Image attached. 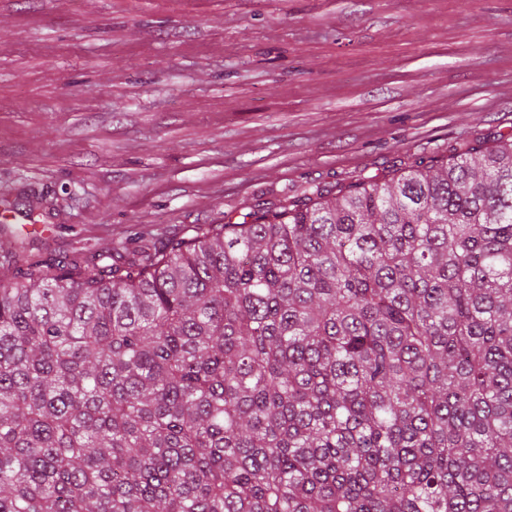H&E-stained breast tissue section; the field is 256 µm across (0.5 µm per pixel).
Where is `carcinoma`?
<instances>
[{"instance_id": "1", "label": "carcinoma", "mask_w": 512, "mask_h": 512, "mask_svg": "<svg viewBox=\"0 0 512 512\" xmlns=\"http://www.w3.org/2000/svg\"><path fill=\"white\" fill-rule=\"evenodd\" d=\"M0 279V512H512V134Z\"/></svg>"}]
</instances>
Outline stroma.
<instances>
[{
	"instance_id": "obj_1",
	"label": "stroma",
	"mask_w": 512,
	"mask_h": 512,
	"mask_svg": "<svg viewBox=\"0 0 512 512\" xmlns=\"http://www.w3.org/2000/svg\"><path fill=\"white\" fill-rule=\"evenodd\" d=\"M512 134V0H0V198L43 257Z\"/></svg>"
}]
</instances>
